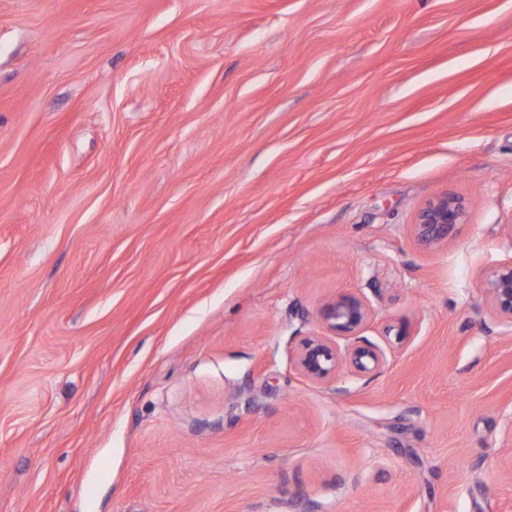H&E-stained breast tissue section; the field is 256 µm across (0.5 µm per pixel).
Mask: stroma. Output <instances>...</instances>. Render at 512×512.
<instances>
[{
    "label": "stroma",
    "mask_w": 512,
    "mask_h": 512,
    "mask_svg": "<svg viewBox=\"0 0 512 512\" xmlns=\"http://www.w3.org/2000/svg\"><path fill=\"white\" fill-rule=\"evenodd\" d=\"M511 257L512 0H0V512H512ZM464 207L460 200L448 195L430 201L421 210L417 224L412 225L415 239L425 246L447 241L456 226L462 224ZM487 300L500 319L512 328V257L497 264L484 280ZM371 316L370 303L359 296L346 295L326 301L321 320L334 336H355ZM340 362L336 343L326 336H307L297 349L296 365L308 381L321 383L336 375ZM345 357L350 366L359 373L375 372L384 364V356L380 349L366 342L348 346Z\"/></svg>",
    "instance_id": "stroma-1"
}]
</instances>
